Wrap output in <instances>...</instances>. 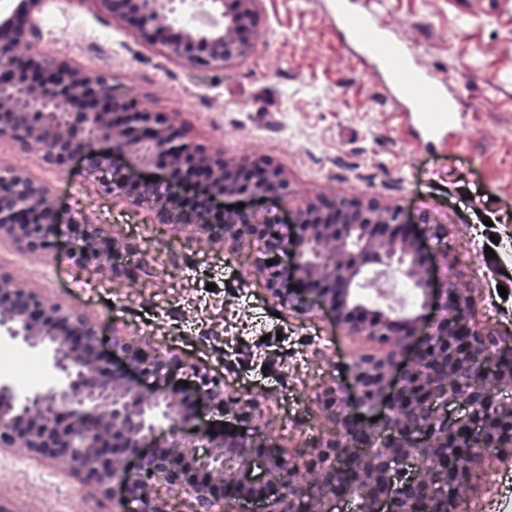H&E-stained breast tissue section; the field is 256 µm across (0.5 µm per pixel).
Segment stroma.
I'll return each mask as SVG.
<instances>
[{
    "mask_svg": "<svg viewBox=\"0 0 512 512\" xmlns=\"http://www.w3.org/2000/svg\"><path fill=\"white\" fill-rule=\"evenodd\" d=\"M372 6L407 40L418 65L467 91L465 112L448 142L414 140L382 76L352 59L325 13L326 0H263L249 55L219 72L182 66L143 46L132 30L94 12L86 0H44L41 37L31 50L83 71L104 72L120 92L167 113L188 136L234 159L261 160L287 175L285 201L244 198L268 223L286 225L306 200L333 193L402 208L412 222L438 226L424 240L431 273L450 274L478 301L482 328L512 332V0H354ZM0 167L47 183L56 208H79L129 244L139 278L127 282L92 266L71 267L76 242L62 234L57 254L33 257L0 244V274L61 304L99 328L112 355V333L148 339L177 354L169 373L136 376L146 389L178 386L202 371L227 392L255 399L257 426L271 451L310 453L334 425L321 398L349 389L348 366L365 349L325 308H279L256 271L259 243L205 248L188 233L153 223L143 207L112 199L80 158L46 167L0 137ZM494 257H487L486 248ZM218 270L211 303L196 305L191 276ZM100 287L95 297L72 280ZM507 296H500L499 287ZM512 448L473 467L457 512H512ZM5 512H135L56 463L23 451L0 454Z\"/></svg>",
    "mask_w": 512,
    "mask_h": 512,
    "instance_id": "35a3bbf8",
    "label": "stroma"
}]
</instances>
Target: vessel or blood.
<instances>
[{"label":"vessel or blood","mask_w":512,"mask_h":512,"mask_svg":"<svg viewBox=\"0 0 512 512\" xmlns=\"http://www.w3.org/2000/svg\"><path fill=\"white\" fill-rule=\"evenodd\" d=\"M350 2L335 0L332 20L356 57L374 62L388 91L406 103L420 131L429 136L448 131L456 122L461 94L449 93L434 75L417 68L410 47L391 34L375 10L357 12L350 9Z\"/></svg>","instance_id":"1"}]
</instances>
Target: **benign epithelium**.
<instances>
[{
    "label": "benign epithelium",
    "mask_w": 512,
    "mask_h": 512,
    "mask_svg": "<svg viewBox=\"0 0 512 512\" xmlns=\"http://www.w3.org/2000/svg\"><path fill=\"white\" fill-rule=\"evenodd\" d=\"M0 12V136L44 164L65 168L81 156L102 191L133 204L152 203L154 221L224 249L249 237L264 242L258 270L269 271L271 298L298 313L313 310L310 295L329 304L347 335L381 345L361 352L348 367L357 403L329 388L323 405L334 435L303 461L264 453L259 428L186 429L188 402L176 392L134 385L131 372L157 373L180 364L146 339L113 332V348L126 366L110 368L99 351L98 330L86 317L0 275V339L44 353L57 381L20 392L0 380V452L23 448L51 460L103 492L119 485L137 512H176L190 495V512H238L247 498L264 512H335L348 498L358 512H457L467 491L461 475L491 448L512 446V338L494 337L475 319L470 292L448 277L433 280L418 236L403 212L373 200L330 197L289 214L296 232L282 237L258 215L226 209L214 217L203 203L159 195L153 180L133 181L114 156H133L143 167L161 166L176 184L202 183L214 197L287 198L291 186L268 164L229 160L224 150L196 143L142 101L117 92L112 79L66 61L19 51L37 35L43 0H11ZM128 25L145 45L173 61L211 71L244 59L262 0H201L206 29L173 21L188 0H85ZM112 145L109 152L100 145ZM79 241L78 268L107 263L116 277L135 279L114 256L121 244L95 229L82 210L69 217ZM58 217L48 184L14 168H0V241L44 256L55 249ZM272 264H267V261ZM381 269L418 294L414 314L370 309L356 296L365 276ZM296 280L302 288H285ZM201 402L245 425L255 400L224 391L205 373ZM455 405L462 414H449ZM378 420H373V417ZM207 450L198 451L199 443Z\"/></svg>",
    "instance_id": "7a95c632"
}]
</instances>
